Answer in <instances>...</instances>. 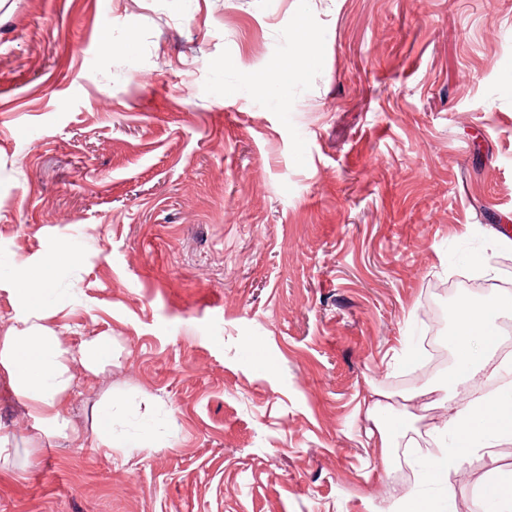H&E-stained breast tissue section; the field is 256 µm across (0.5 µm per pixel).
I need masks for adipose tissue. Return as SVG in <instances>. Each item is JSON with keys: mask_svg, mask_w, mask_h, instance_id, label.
Listing matches in <instances>:
<instances>
[{"mask_svg": "<svg viewBox=\"0 0 512 512\" xmlns=\"http://www.w3.org/2000/svg\"><path fill=\"white\" fill-rule=\"evenodd\" d=\"M506 313H512L510 292L479 303L467 298L459 301L452 336L456 366L448 377L449 385L480 371L485 355L502 341L495 320ZM42 319L38 308L29 306L17 324L0 336V368L7 374L12 393L32 402L36 422L53 429L60 425L62 398L70 378L65 352ZM441 431L448 437L445 457L425 464L427 477L438 480L465 458L488 451L500 440L512 439V392L504 390L465 404H449Z\"/></svg>", "mask_w": 512, "mask_h": 512, "instance_id": "obj_1", "label": "adipose tissue"}]
</instances>
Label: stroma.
Here are the masks:
<instances>
[{"instance_id":"obj_1","label":"stroma","mask_w":512,"mask_h":512,"mask_svg":"<svg viewBox=\"0 0 512 512\" xmlns=\"http://www.w3.org/2000/svg\"><path fill=\"white\" fill-rule=\"evenodd\" d=\"M503 224L512 0H0V336L53 263L71 378L44 431L0 375V512H483L512 441L423 478L448 372L408 338L438 287L501 279ZM107 408L147 447L99 448ZM86 368L94 371L97 366L112 357V339L108 336H96L84 343L81 349ZM375 430H369L367 436L369 442L372 443V448H381V462L385 469L391 466L392 457L390 448H397V438L399 434L390 430L389 424L378 423L374 425ZM430 505L413 493L401 494L384 502L377 512H430Z\"/></svg>"}]
</instances>
